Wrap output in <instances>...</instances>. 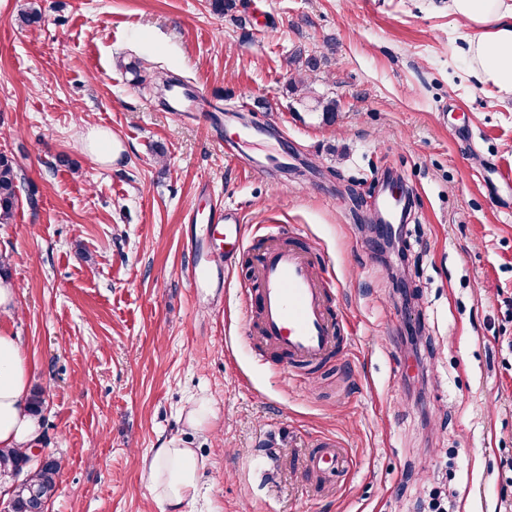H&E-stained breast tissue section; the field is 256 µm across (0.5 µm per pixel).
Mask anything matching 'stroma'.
<instances>
[{"label":"stroma","mask_w":512,"mask_h":512,"mask_svg":"<svg viewBox=\"0 0 512 512\" xmlns=\"http://www.w3.org/2000/svg\"><path fill=\"white\" fill-rule=\"evenodd\" d=\"M467 34L448 0H0L19 198L0 329L45 399L48 512H164L142 458L185 434L204 468L184 512H429L436 491L447 512H512V96L469 79ZM139 65L200 85V109L168 111ZM97 128L111 163L86 148ZM386 175L410 195L404 263L364 225ZM220 203L244 248L197 300L185 216ZM269 224L303 226L342 319L299 383L246 329ZM198 400L214 417L193 434ZM320 437L344 472L307 470ZM88 151L99 162L111 163L112 150L115 143L112 141V132L103 129L92 130L88 134Z\"/></svg>","instance_id":"35a3bbf8"}]
</instances>
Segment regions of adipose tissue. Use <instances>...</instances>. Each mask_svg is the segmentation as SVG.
<instances>
[{
  "instance_id": "1",
  "label": "adipose tissue",
  "mask_w": 512,
  "mask_h": 512,
  "mask_svg": "<svg viewBox=\"0 0 512 512\" xmlns=\"http://www.w3.org/2000/svg\"><path fill=\"white\" fill-rule=\"evenodd\" d=\"M448 8L475 30L468 54L479 83L512 94V0H450ZM32 372L18 336L0 330L1 448H28L41 429L40 416L28 405ZM142 467L160 502L173 512L197 497L203 462L184 438L144 456Z\"/></svg>"
}]
</instances>
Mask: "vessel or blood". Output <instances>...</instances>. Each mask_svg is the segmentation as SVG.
I'll return each instance as SVG.
<instances>
[{
    "label": "vessel or blood",
    "mask_w": 512,
    "mask_h": 512,
    "mask_svg": "<svg viewBox=\"0 0 512 512\" xmlns=\"http://www.w3.org/2000/svg\"><path fill=\"white\" fill-rule=\"evenodd\" d=\"M240 221L238 211L227 208L204 225L201 238L192 243L194 258L186 271L191 287H211L210 254L216 241H223L225 255L240 251ZM251 281L246 295L258 312L256 323L249 329L266 347L298 366L331 355L338 343V322L329 306L326 283L316 275L306 250L279 234H270L251 266ZM306 467L317 475L343 469L339 443L329 438L320 440L308 453Z\"/></svg>",
    "instance_id": "obj_1"
}]
</instances>
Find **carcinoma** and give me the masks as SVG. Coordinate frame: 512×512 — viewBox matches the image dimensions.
I'll return each mask as SVG.
<instances>
[{
    "label": "carcinoma",
    "instance_id": "obj_1",
    "mask_svg": "<svg viewBox=\"0 0 512 512\" xmlns=\"http://www.w3.org/2000/svg\"><path fill=\"white\" fill-rule=\"evenodd\" d=\"M17 201V173L14 162L0 155V224H9L14 216ZM26 453L17 448H0V476L9 478L11 500L15 512H27L31 501L37 499L42 504L53 497L61 464L54 458L39 469L28 472L25 486L16 485V476L25 461Z\"/></svg>",
    "mask_w": 512,
    "mask_h": 512
}]
</instances>
